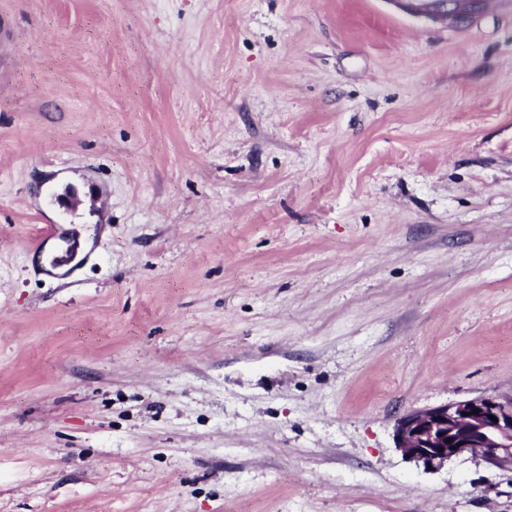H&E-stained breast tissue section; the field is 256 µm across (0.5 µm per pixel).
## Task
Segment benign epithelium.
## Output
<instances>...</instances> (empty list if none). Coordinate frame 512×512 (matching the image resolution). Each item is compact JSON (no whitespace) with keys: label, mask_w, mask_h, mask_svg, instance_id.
<instances>
[{"label":"benign epithelium","mask_w":512,"mask_h":512,"mask_svg":"<svg viewBox=\"0 0 512 512\" xmlns=\"http://www.w3.org/2000/svg\"><path fill=\"white\" fill-rule=\"evenodd\" d=\"M403 2L408 12L418 16L457 23L465 19L456 9L463 0ZM394 437L405 457L426 468L438 469L453 458L471 456L512 472V394L478 396L408 412L398 418Z\"/></svg>","instance_id":"benign-epithelium-1"}]
</instances>
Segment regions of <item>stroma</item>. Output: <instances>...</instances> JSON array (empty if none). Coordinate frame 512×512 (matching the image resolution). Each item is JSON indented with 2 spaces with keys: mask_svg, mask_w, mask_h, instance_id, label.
<instances>
[{
  "mask_svg": "<svg viewBox=\"0 0 512 512\" xmlns=\"http://www.w3.org/2000/svg\"><path fill=\"white\" fill-rule=\"evenodd\" d=\"M511 392L512 0H0V512H512L394 441ZM402 1L405 9L418 16H427L434 19H441L448 21V18L456 23L462 22L467 18L460 10H456L454 1L462 3L465 0H439L441 2L435 3L438 0H395Z\"/></svg>",
  "mask_w": 512,
  "mask_h": 512,
  "instance_id": "35a3bbf8",
  "label": "stroma"
}]
</instances>
